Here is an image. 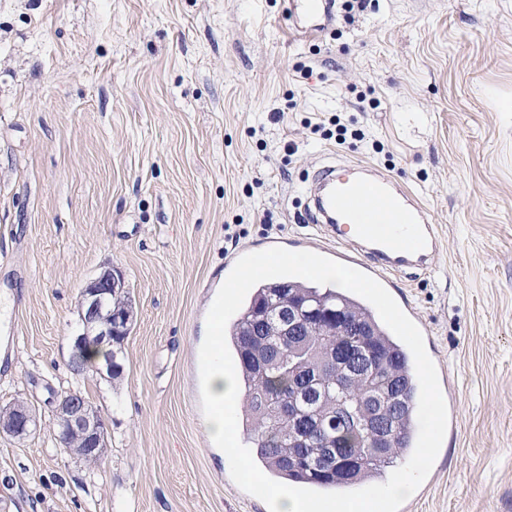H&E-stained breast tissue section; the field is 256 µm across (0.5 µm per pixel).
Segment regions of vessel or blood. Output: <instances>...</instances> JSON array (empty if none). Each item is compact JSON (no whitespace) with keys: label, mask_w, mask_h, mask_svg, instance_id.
I'll list each match as a JSON object with an SVG mask.
<instances>
[{"label":"vessel or blood","mask_w":512,"mask_h":512,"mask_svg":"<svg viewBox=\"0 0 512 512\" xmlns=\"http://www.w3.org/2000/svg\"><path fill=\"white\" fill-rule=\"evenodd\" d=\"M290 11L332 18L334 0H288ZM308 221L323 225L325 248L357 265L382 285L389 273L427 269L439 251L440 234L420 205L394 191L383 174L366 168L350 178L344 166L320 168L307 188Z\"/></svg>","instance_id":"1"}]
</instances>
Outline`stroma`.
I'll return each instance as SVG.
<instances>
[{
  "mask_svg": "<svg viewBox=\"0 0 512 512\" xmlns=\"http://www.w3.org/2000/svg\"><path fill=\"white\" fill-rule=\"evenodd\" d=\"M287 0H0V512H268L205 429L199 349L244 250L323 244L303 190L359 163L441 233L391 295L448 373V427L400 512H512V0H369L300 36ZM336 120L364 133L337 144ZM119 273L121 373L70 367L82 290ZM107 422L99 464L52 394ZM31 415L21 402L14 403L0 412V432L14 437L24 436L28 431Z\"/></svg>",
  "mask_w": 512,
  "mask_h": 512,
  "instance_id": "stroma-1",
  "label": "stroma"
}]
</instances>
